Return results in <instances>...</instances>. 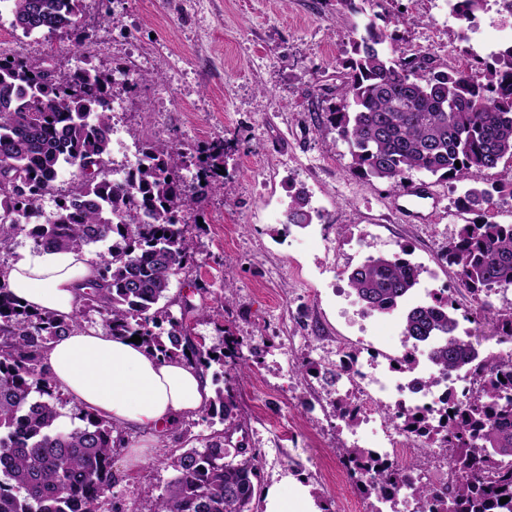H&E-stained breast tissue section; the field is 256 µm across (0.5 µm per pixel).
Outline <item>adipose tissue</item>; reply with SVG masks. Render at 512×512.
Masks as SVG:
<instances>
[{"label": "adipose tissue", "instance_id": "ef3b65f1", "mask_svg": "<svg viewBox=\"0 0 512 512\" xmlns=\"http://www.w3.org/2000/svg\"><path fill=\"white\" fill-rule=\"evenodd\" d=\"M93 277L88 254L50 250L24 255L8 273L21 304L62 315L78 308L83 285ZM44 363L80 406L151 438L195 417L213 396L208 375L194 362L164 360L100 329L78 330L50 344Z\"/></svg>", "mask_w": 512, "mask_h": 512}]
</instances>
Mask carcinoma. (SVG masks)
Wrapping results in <instances>:
<instances>
[{
    "mask_svg": "<svg viewBox=\"0 0 512 512\" xmlns=\"http://www.w3.org/2000/svg\"><path fill=\"white\" fill-rule=\"evenodd\" d=\"M8 3L13 26L23 33L64 30L81 40L82 0ZM392 41L370 18L352 40L353 57L341 64L327 122L349 146L352 173L395 189L412 172L463 182L465 207L488 212L501 188L484 187L477 177L512 161V88H504L512 80V46L481 70H441L407 59ZM126 84L87 64L62 73L40 60L0 54V251L20 235L37 250L80 254L112 242L98 254L96 282L70 315L20 305L0 268V512H100L101 498L116 483L113 460L127 445L123 429L82 409L81 425L57 430L64 399L43 363L52 342L85 328V310H96L112 334L137 335L164 358L191 351L205 371L215 362L239 373L249 360L244 342L228 329L223 347L206 346L191 323L207 310L169 297L172 279L194 262L185 215L205 191H224L220 171L228 145L218 137L198 150L196 185L182 175L187 155L151 141L135 171L110 179L112 100ZM66 165L75 169V185L57 199L52 219L30 223ZM311 219L306 197L294 196L286 223ZM407 255L402 246L371 256L348 275L366 308L384 313L410 298L422 269ZM443 257L457 268L476 309L495 318L499 340H512V307L497 309L489 301L493 291L512 287V224L486 218L464 224ZM452 310L443 297L410 306L403 335L414 345L440 338L433 351L438 370H467L475 383L471 394L450 400L453 415L444 422L409 409L385 410L410 433L448 448L452 479L440 486L413 482V467L378 465L370 448H347L344 460L367 497L409 489L417 512H512V358L479 359L474 346L455 335ZM350 405L347 395L333 404L348 426L355 421ZM237 410L229 374L203 409L229 426L205 438L201 451L166 453L175 475L153 512H254L257 449L224 447ZM503 497L509 501L500 503Z\"/></svg>",
    "mask_w": 512,
    "mask_h": 512,
    "instance_id": "cac0c4a2",
    "label": "carcinoma"
}]
</instances>
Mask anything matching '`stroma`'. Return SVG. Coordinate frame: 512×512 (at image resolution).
<instances>
[{
  "label": "stroma",
  "mask_w": 512,
  "mask_h": 512,
  "mask_svg": "<svg viewBox=\"0 0 512 512\" xmlns=\"http://www.w3.org/2000/svg\"><path fill=\"white\" fill-rule=\"evenodd\" d=\"M362 14L339 12L336 0H83L87 36L27 35L0 13V42L10 53L47 61L66 71L90 59L100 69L140 75L112 109V128L124 138L112 146L110 168L123 169L144 142L162 141L191 152L221 136L233 150L225 163L223 193L209 195L193 212L189 231L194 264L176 276L170 294L206 305L194 325L207 345L232 328L256 349L255 368L236 378L241 430L236 442L260 449L254 500L263 512L273 485L307 488L326 512H372L355 478H337L351 428L336 420L322 374L334 370L335 347L355 349L363 308L357 297L336 299L347 276L369 256L406 247L412 259L448 278L443 248L477 211L455 208L460 184L411 173L440 195L433 222L407 224L389 202V183H365L350 170L347 143L328 127L336 73L351 55L354 28L376 17L415 59L473 60L458 27L448 24L446 0H360ZM315 193L326 222L314 235L284 224L292 194ZM230 303H223V296ZM458 330L481 353L507 352L497 325L476 316L463 293H452ZM310 363L318 375H303ZM282 422L275 430L274 422ZM207 423L178 427L154 442L146 462L114 458L117 482L101 512H151L174 473L163 462L185 437L207 436Z\"/></svg>",
  "instance_id": "stroma-1"
}]
</instances>
